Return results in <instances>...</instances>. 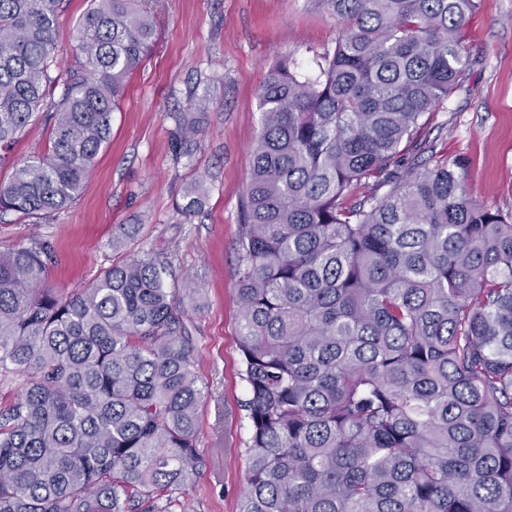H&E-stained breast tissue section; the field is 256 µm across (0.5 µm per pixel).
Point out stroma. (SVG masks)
Returning a JSON list of instances; mask_svg holds the SVG:
<instances>
[{"instance_id":"35a3bbf8","label":"stroma","mask_w":512,"mask_h":512,"mask_svg":"<svg viewBox=\"0 0 512 512\" xmlns=\"http://www.w3.org/2000/svg\"><path fill=\"white\" fill-rule=\"evenodd\" d=\"M88 0H66L58 16L59 56L78 52V22ZM156 39L112 114V136L79 199L33 224L0 216V251L49 240L50 287H86L127 256L153 254L167 287L195 296L185 321L205 397L199 409L202 462L186 488L189 512H237L251 430L238 348L235 299L241 202L261 132L256 91L276 62H306L333 51L338 20L326 0H151ZM470 64L443 109L425 114L428 155L467 162L471 196L512 210V0H480L465 26ZM207 101L199 133L180 143L192 99ZM49 128L38 114L0 164L44 153ZM204 184L202 211H178L188 182ZM122 238L113 250V238Z\"/></svg>"}]
</instances>
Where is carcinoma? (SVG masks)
Segmentation results:
<instances>
[{
	"label": "carcinoma",
	"instance_id": "carcinoma-1",
	"mask_svg": "<svg viewBox=\"0 0 512 512\" xmlns=\"http://www.w3.org/2000/svg\"><path fill=\"white\" fill-rule=\"evenodd\" d=\"M62 0H0V162L49 108L45 153L0 184L42 219L81 195L156 26L90 0L62 64ZM333 54L273 66L242 200L236 302L251 440L238 512H512V211L419 161L420 119L467 66L479 0H327ZM59 99H54L57 87ZM372 185L353 207L342 199ZM205 191L190 185V219ZM52 246L0 252V512H174L204 392L183 298L148 253L47 286Z\"/></svg>",
	"mask_w": 512,
	"mask_h": 512
}]
</instances>
